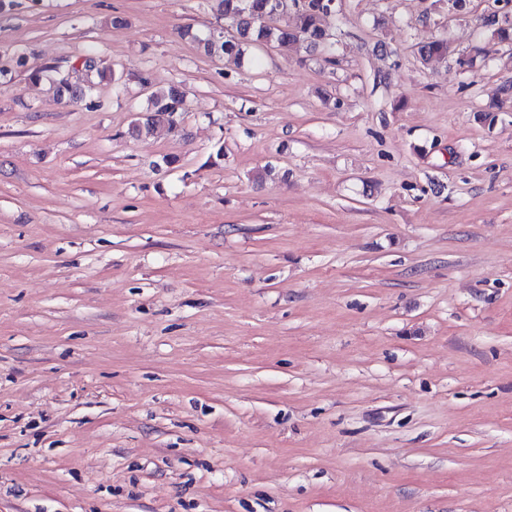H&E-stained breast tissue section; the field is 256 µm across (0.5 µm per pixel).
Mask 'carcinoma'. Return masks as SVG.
I'll use <instances>...</instances> for the list:
<instances>
[{
  "label": "carcinoma",
  "mask_w": 512,
  "mask_h": 512,
  "mask_svg": "<svg viewBox=\"0 0 512 512\" xmlns=\"http://www.w3.org/2000/svg\"><path fill=\"white\" fill-rule=\"evenodd\" d=\"M218 16L224 24L236 27L237 35L226 38L221 34H198L189 29L183 34L190 36L197 48L205 55L240 57L244 47L255 49L270 43L290 45L308 42L314 46L332 44L333 33L321 26V18L332 13L335 0H215ZM290 10L294 14L291 27L272 25L276 16ZM485 27L490 38L512 47V20L505 17L488 19ZM454 49L448 37L441 35L418 45L417 53L422 63L446 58ZM182 97L176 95L173 86L150 95V105L144 116L137 117L129 127V135L137 140L152 137L157 129L177 127L175 115L180 112Z\"/></svg>",
  "instance_id": "1"
}]
</instances>
